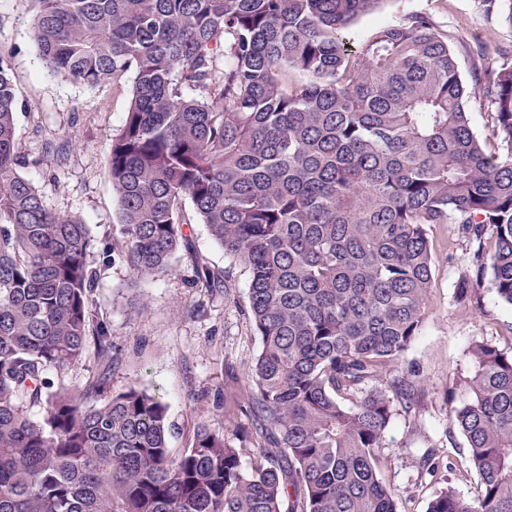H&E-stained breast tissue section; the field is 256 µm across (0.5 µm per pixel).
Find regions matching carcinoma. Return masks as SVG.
<instances>
[{
  "label": "carcinoma",
  "mask_w": 512,
  "mask_h": 512,
  "mask_svg": "<svg viewBox=\"0 0 512 512\" xmlns=\"http://www.w3.org/2000/svg\"><path fill=\"white\" fill-rule=\"evenodd\" d=\"M34 44L48 72L90 88L133 75L109 170L120 249L140 278L187 243L190 203L215 243L250 271L261 348L242 438L197 428L168 444L166 405L109 377L54 386L112 336L93 307L95 238L49 211L18 172V99L0 54V512H398L378 474L397 374L428 316L429 230L465 245L456 306L485 288L512 306V65L463 80L423 14L375 28L355 50L339 32L383 0H36ZM502 9L512 0H481ZM503 153L471 125L477 94ZM196 279L226 284L206 266ZM451 380L448 421L480 491L449 487L427 512H512V354L476 338ZM38 406L41 419L30 416Z\"/></svg>",
  "instance_id": "carcinoma-1"
}]
</instances>
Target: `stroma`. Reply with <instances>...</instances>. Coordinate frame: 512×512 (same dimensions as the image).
Listing matches in <instances>:
<instances>
[{
    "label": "stroma",
    "instance_id": "35a3bbf8",
    "mask_svg": "<svg viewBox=\"0 0 512 512\" xmlns=\"http://www.w3.org/2000/svg\"><path fill=\"white\" fill-rule=\"evenodd\" d=\"M32 0H0V51L8 53L19 101L17 135L25 159L20 173L53 212L72 215L92 236L120 239L117 200L110 181L111 138L122 126L131 100V76L89 88L46 72L33 42ZM409 13L428 15L454 51L464 81L474 67L496 69L512 63V26L485 13L480 0H384L341 34L357 47L373 29ZM484 55H477V43ZM184 232L190 246L180 249L169 271L136 278L122 254L102 265L93 303L112 334L110 393L131 387L161 397L172 424L169 446L191 445L198 425L226 433L249 428L253 418L242 394L260 350L249 312L247 267L225 255L198 217ZM436 261L430 314L420 336L398 364V372L420 383L414 409L396 407L379 451V476L391 489L398 512H427L430 500L452 486L466 500L476 498L479 481L469 464L461 434L448 422L446 391L462 367L473 337L512 352V308L485 291L483 310L471 315L454 302L457 269L463 259L453 227L431 232ZM225 278L227 288L212 290L195 282L196 262ZM435 454L436 477L422 473L420 457Z\"/></svg>",
    "mask_w": 512,
    "mask_h": 512
}]
</instances>
